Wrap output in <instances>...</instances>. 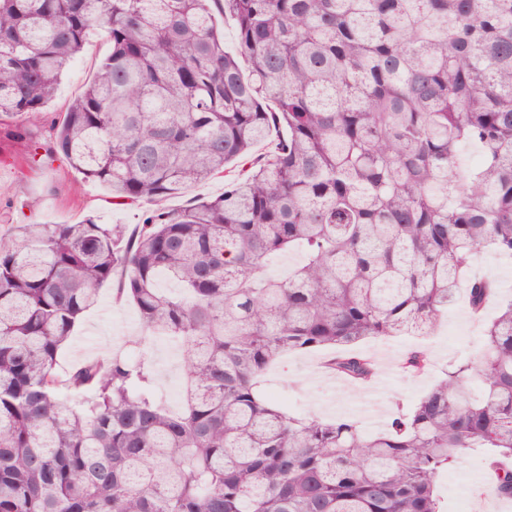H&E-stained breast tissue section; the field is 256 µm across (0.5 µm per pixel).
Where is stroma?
Instances as JSON below:
<instances>
[{
    "instance_id": "obj_1",
    "label": "stroma",
    "mask_w": 512,
    "mask_h": 512,
    "mask_svg": "<svg viewBox=\"0 0 512 512\" xmlns=\"http://www.w3.org/2000/svg\"><path fill=\"white\" fill-rule=\"evenodd\" d=\"M106 35L93 31L83 51L64 74L38 135L49 136L53 122L59 121L69 103L92 79L99 61L109 52ZM27 140L14 137L0 126V235L14 224H76L94 217L102 224L134 226L140 211L113 203L109 191L93 182H82L80 174L65 162L39 169L28 167L23 158ZM471 274L494 280L499 286L481 316H474L465 301L449 307L441 323L426 336H393L361 343V350L378 362L381 374L367 389L323 374L319 366L330 350L291 353L269 370L260 394L300 415L333 418L348 414L360 420L364 429L384 424L398 407L413 404L441 377L448 362L476 358L482 331L498 311L501 300L512 298V260L489 251L475 255ZM139 325L134 309L117 299L114 287L103 290L100 304L87 311L59 356L60 370H68L100 354L103 347L123 346L126 337L136 335ZM428 350L432 366L413 375L402 372L399 362L413 346ZM157 372L160 392L173 396L178 389L180 367L175 349L155 341L148 351ZM442 512H512V502L499 500L485 478V463L474 451L466 452L437 482Z\"/></svg>"
}]
</instances>
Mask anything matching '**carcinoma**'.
I'll list each match as a JSON object with an SVG mask.
<instances>
[{"mask_svg": "<svg viewBox=\"0 0 512 512\" xmlns=\"http://www.w3.org/2000/svg\"><path fill=\"white\" fill-rule=\"evenodd\" d=\"M94 28L111 52L26 162L149 208L131 234L89 217L0 237V512H440L437 478L472 448L512 499V300L478 359L382 430L259 393L279 358L325 348L366 386L356 345L496 293L464 274L480 250L512 258V0H0V122L39 121ZM112 282L129 343L179 353L176 407L143 356L58 371ZM224 189V181L216 179L206 184H202L193 188H189L181 197L170 199L167 204L171 208H178L186 204L187 200L194 196H207L220 193Z\"/></svg>", "mask_w": 512, "mask_h": 512, "instance_id": "1", "label": "carcinoma"}]
</instances>
